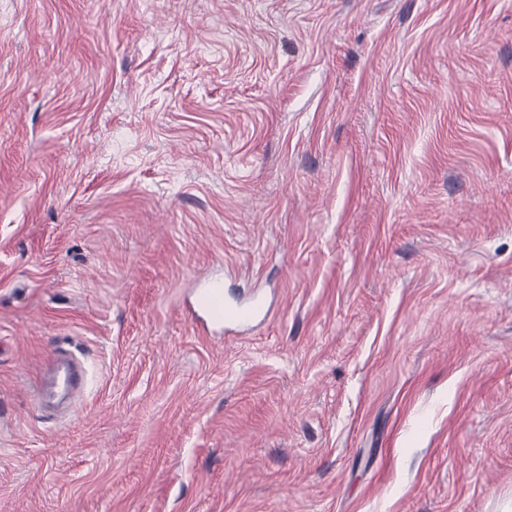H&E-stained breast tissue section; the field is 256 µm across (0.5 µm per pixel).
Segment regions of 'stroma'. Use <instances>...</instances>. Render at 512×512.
<instances>
[{"mask_svg": "<svg viewBox=\"0 0 512 512\" xmlns=\"http://www.w3.org/2000/svg\"><path fill=\"white\" fill-rule=\"evenodd\" d=\"M511 501L512 0H0V512ZM224 285L220 280H207L195 292L192 317L205 328L208 325L222 327L224 323L248 324L256 320L262 311L259 301L246 307H231L224 302ZM62 360V366L59 364ZM55 370L54 381L70 395H80L85 387V372L80 363L72 356L55 349L50 358Z\"/></svg>", "mask_w": 512, "mask_h": 512, "instance_id": "35a3bbf8", "label": "stroma"}]
</instances>
